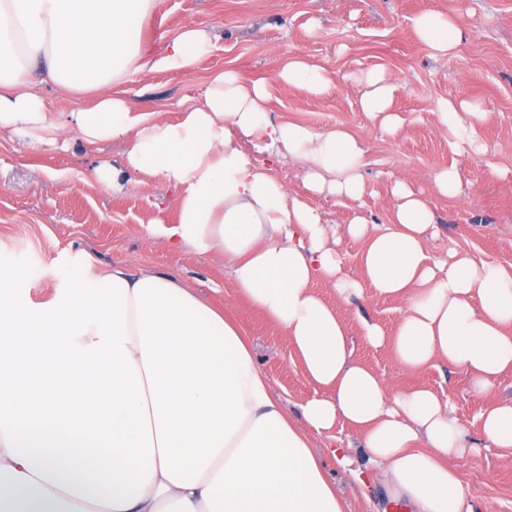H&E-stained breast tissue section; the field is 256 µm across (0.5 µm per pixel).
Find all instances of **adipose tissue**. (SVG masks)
<instances>
[{"label":"adipose tissue","mask_w":512,"mask_h":512,"mask_svg":"<svg viewBox=\"0 0 512 512\" xmlns=\"http://www.w3.org/2000/svg\"><path fill=\"white\" fill-rule=\"evenodd\" d=\"M155 0H0V131L30 145L77 132L89 147L121 138L122 167L95 175L109 192L123 172L175 192L173 218L157 212L145 232L201 257L220 256L239 296L291 341L322 395L293 419L274 398L248 338L224 311L179 279L114 265L40 303L0 289V501L12 512H343L312 434L354 426L380 468L387 503L404 512H463L457 462L475 444L431 389H396L354 357L351 336L317 292L342 301L372 291L405 303L394 335L360 319L364 341L391 348L414 375L447 364L475 394L512 372V264L466 251L436 259L434 215L409 181L391 184L384 228L355 217L361 280L349 279L328 245L318 210L290 194L255 153L302 164L313 193L351 200L364 192L360 139L342 128L273 119L265 81L226 70L177 119L136 111L108 95L149 65L144 26ZM431 50L463 39L457 21L430 10L413 20ZM212 48L196 25L168 43L165 64L193 71ZM282 88L326 94V69L296 58L277 72ZM93 94L74 112L47 111L35 84ZM362 112L396 133L393 88L362 80ZM483 118L468 103L441 102L440 127L458 154L483 149ZM112 379L105 421L77 399L92 374ZM481 433L512 457V402L481 411Z\"/></svg>","instance_id":"adipose-tissue-1"}]
</instances>
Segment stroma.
Returning a JSON list of instances; mask_svg holds the SVG:
<instances>
[{
  "mask_svg": "<svg viewBox=\"0 0 512 512\" xmlns=\"http://www.w3.org/2000/svg\"><path fill=\"white\" fill-rule=\"evenodd\" d=\"M428 10L448 13L459 22L463 40L453 54L433 55L418 37L412 20ZM190 23L210 32L213 47L192 72L169 69L166 47ZM143 49L149 70L110 89L138 111L175 118L204 97L211 76L231 69L247 83L266 80L274 118L317 129L344 127L360 138L369 165L366 190L358 201L308 193L295 159L276 166L288 191L306 197L326 223L344 225L356 215L384 223L392 204L390 184L406 177L434 212L439 234L430 243L432 255L462 250L512 264V0H155ZM295 57L337 74L335 88L321 96L281 88L277 69ZM372 70L382 71L393 87L392 110L402 124L392 136L359 107L353 78ZM458 99L471 101L485 114L479 129L481 153H453L438 126L439 103ZM124 149V141L114 139L91 154L70 133L31 151L18 139L0 135V259L15 262L12 281L38 302L71 287L93 267L121 263L170 273L225 307L250 338L274 396L288 414H297L315 389L286 336L237 297L223 261L201 258L187 248L171 250L147 238L143 225L151 213L145 196L158 195L167 207L171 193L141 183L135 175L121 192L101 188L93 163L121 164ZM452 164L462 174V186L456 197L447 198L435 193L432 176ZM88 254L94 258L90 266L84 260ZM317 288L349 329L356 359L379 372L388 385H424L450 401L454 416L478 445L458 462L474 512H512V458L487 444L478 418L485 408L512 400V373L501 375L480 396L466 374L444 364L419 376L408 374L389 348L368 346L359 329L365 318L392 333L402 301L367 296L344 303L325 283ZM337 444L349 447V466L333 456L331 448ZM313 452L335 484L344 512H374L384 488L355 428L336 425L329 436L314 438Z\"/></svg>",
  "mask_w": 512,
  "mask_h": 512,
  "instance_id": "1",
  "label": "stroma"
}]
</instances>
